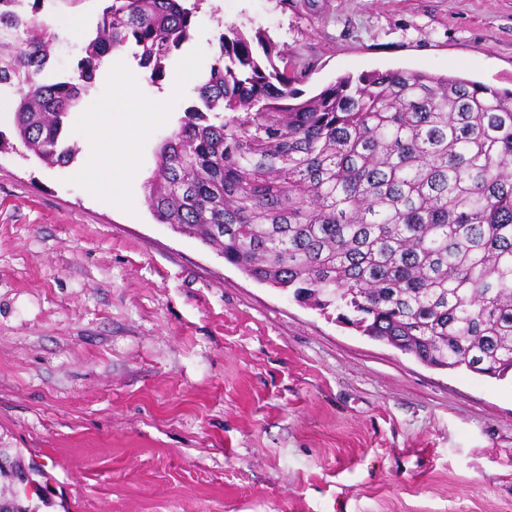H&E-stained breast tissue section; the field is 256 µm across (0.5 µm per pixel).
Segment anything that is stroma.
<instances>
[{"label":"stroma","instance_id":"1","mask_svg":"<svg viewBox=\"0 0 512 512\" xmlns=\"http://www.w3.org/2000/svg\"><path fill=\"white\" fill-rule=\"evenodd\" d=\"M103 7L46 0L71 36L50 75ZM223 24L284 45L305 99L375 70L512 88V0H204L166 63L193 77L136 132V209L91 193L80 116L62 166L0 123V448L42 470L41 512H512L511 378L425 366L155 219L157 151ZM135 64L98 74L100 137L158 100Z\"/></svg>","mask_w":512,"mask_h":512}]
</instances>
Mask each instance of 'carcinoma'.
Here are the masks:
<instances>
[{
	"instance_id": "obj_1",
	"label": "carcinoma",
	"mask_w": 512,
	"mask_h": 512,
	"mask_svg": "<svg viewBox=\"0 0 512 512\" xmlns=\"http://www.w3.org/2000/svg\"><path fill=\"white\" fill-rule=\"evenodd\" d=\"M44 0H0V98L15 133L66 165L70 118L105 58L127 47L157 84L192 38L199 0H106L71 74ZM299 80L265 33L229 26L148 181L157 221L251 279L292 293L420 363L512 374V90L409 70L342 77L295 102ZM41 470L0 468V512H38Z\"/></svg>"
}]
</instances>
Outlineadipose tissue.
I'll return each instance as SVG.
<instances>
[{
	"label": "adipose tissue",
	"instance_id": "ef3b65f1",
	"mask_svg": "<svg viewBox=\"0 0 512 512\" xmlns=\"http://www.w3.org/2000/svg\"><path fill=\"white\" fill-rule=\"evenodd\" d=\"M83 143L88 155L86 175L89 183L108 199H123L127 185L139 172L132 133L125 130L103 141L89 125L85 128Z\"/></svg>",
	"mask_w": 512,
	"mask_h": 512
}]
</instances>
